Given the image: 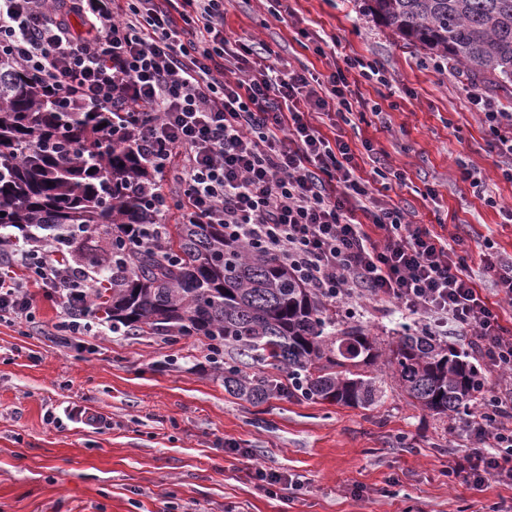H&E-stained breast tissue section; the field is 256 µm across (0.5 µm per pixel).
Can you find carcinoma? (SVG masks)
Masks as SVG:
<instances>
[{
  "label": "carcinoma",
  "mask_w": 512,
  "mask_h": 512,
  "mask_svg": "<svg viewBox=\"0 0 512 512\" xmlns=\"http://www.w3.org/2000/svg\"><path fill=\"white\" fill-rule=\"evenodd\" d=\"M385 27L464 67L473 83L512 84V0H364ZM159 189L127 117L65 105L15 60L0 57V244L49 232L64 261L103 275L97 309L125 334L203 335L288 371L310 400L371 408L384 396L378 337L336 321L272 254L224 239L220 224H179L160 245ZM387 363L411 404L435 415L471 410L485 370L432 336L404 332ZM282 384L224 363V389L260 405Z\"/></svg>",
  "instance_id": "cac0c4a2"
}]
</instances>
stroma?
<instances>
[{"mask_svg":"<svg viewBox=\"0 0 512 512\" xmlns=\"http://www.w3.org/2000/svg\"><path fill=\"white\" fill-rule=\"evenodd\" d=\"M224 27L266 45L277 68L326 75L350 60L376 63L387 83L350 69L364 117L337 133L370 141L403 173L386 198L409 221L463 239L472 276L485 239L512 255V223L500 213L512 207V181L456 65L391 32L363 0H224ZM324 34L337 45L320 55ZM465 167L486 177V194L463 180ZM32 294L30 320L0 323V512H512V486L445 475L466 443L464 415L414 407L394 380L369 409L282 395L255 406L225 390L204 337L65 340L56 299ZM332 310L382 337L425 329L386 302ZM82 410L102 427L82 423ZM257 467L296 483L270 488L250 478Z\"/></svg>","mask_w":512,"mask_h":512,"instance_id":"obj_1","label":"stroma"}]
</instances>
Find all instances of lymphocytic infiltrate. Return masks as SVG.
Wrapping results in <instances>:
<instances>
[{
    "instance_id": "f902f5d3",
    "label": "lymphocytic infiltrate",
    "mask_w": 512,
    "mask_h": 512,
    "mask_svg": "<svg viewBox=\"0 0 512 512\" xmlns=\"http://www.w3.org/2000/svg\"><path fill=\"white\" fill-rule=\"evenodd\" d=\"M83 32H74L72 18ZM64 100L130 115L143 158L171 176L189 224L276 256L326 301L390 302L435 331L469 337L495 381L465 422L466 448L450 477L512 484L500 449L512 447V333L500 303L477 290L456 248L358 176L356 151L326 136L323 117L351 124L360 103L344 69L319 79L281 71L226 36L224 0H0V52ZM490 148L512 180V110L479 89ZM482 271L512 304V257L485 240ZM91 278L54 249L0 250V321L29 316L31 287L62 305L69 335L92 334Z\"/></svg>"
}]
</instances>
